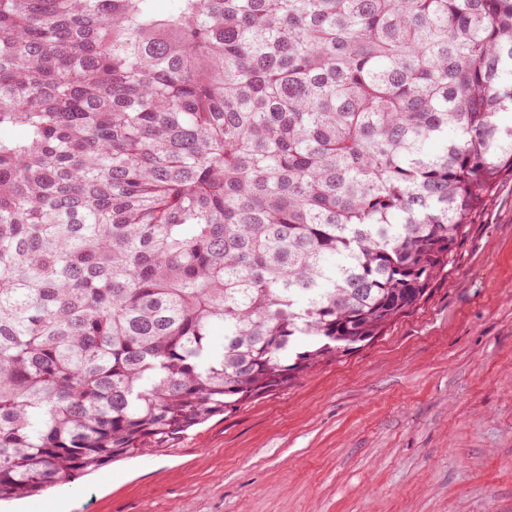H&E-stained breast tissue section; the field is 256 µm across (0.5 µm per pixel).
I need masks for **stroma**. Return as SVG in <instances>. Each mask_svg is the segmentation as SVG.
<instances>
[{
  "instance_id": "obj_1",
  "label": "stroma",
  "mask_w": 512,
  "mask_h": 512,
  "mask_svg": "<svg viewBox=\"0 0 512 512\" xmlns=\"http://www.w3.org/2000/svg\"><path fill=\"white\" fill-rule=\"evenodd\" d=\"M0 512H512V173L383 336Z\"/></svg>"
}]
</instances>
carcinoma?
I'll return each mask as SVG.
<instances>
[{
    "label": "carcinoma",
    "mask_w": 512,
    "mask_h": 512,
    "mask_svg": "<svg viewBox=\"0 0 512 512\" xmlns=\"http://www.w3.org/2000/svg\"><path fill=\"white\" fill-rule=\"evenodd\" d=\"M509 112L512 0H0V500L381 336Z\"/></svg>",
    "instance_id": "obj_1"
}]
</instances>
